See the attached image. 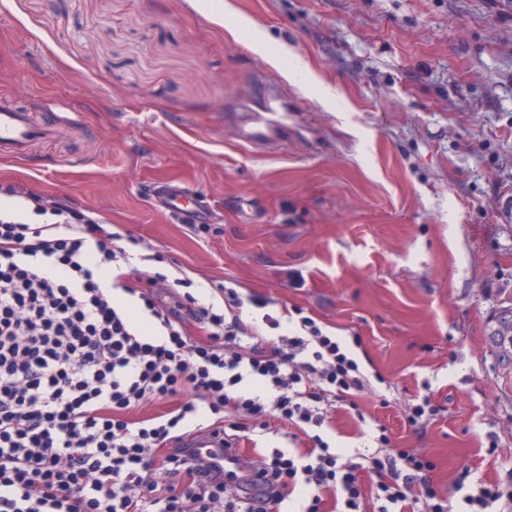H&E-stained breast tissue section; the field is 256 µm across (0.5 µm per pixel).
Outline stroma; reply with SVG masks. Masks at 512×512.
Returning a JSON list of instances; mask_svg holds the SVG:
<instances>
[{
  "mask_svg": "<svg viewBox=\"0 0 512 512\" xmlns=\"http://www.w3.org/2000/svg\"><path fill=\"white\" fill-rule=\"evenodd\" d=\"M211 2L0 0V96L84 121L0 157V186L119 225L134 268L163 256L202 301L233 279L358 338L374 386L333 412L336 445L363 448L378 421L441 485L469 462L512 487V346L495 334L512 311V0H231L224 26ZM298 58L312 79L288 80ZM262 88L295 132L257 151L224 115ZM169 184L194 195L178 218ZM426 388L443 412L408 427Z\"/></svg>",
  "mask_w": 512,
  "mask_h": 512,
  "instance_id": "obj_1",
  "label": "stroma"
}]
</instances>
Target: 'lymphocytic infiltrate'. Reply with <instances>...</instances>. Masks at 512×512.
Wrapping results in <instances>:
<instances>
[{"mask_svg": "<svg viewBox=\"0 0 512 512\" xmlns=\"http://www.w3.org/2000/svg\"><path fill=\"white\" fill-rule=\"evenodd\" d=\"M5 194L28 209L0 210V512H324L328 495L340 512H498L512 501L469 464L443 490L432 462L383 430L356 460L326 441L333 404L368 380L303 308L276 317L253 299L255 325L231 280L208 304L192 280L160 271L133 287L121 232L19 184ZM166 281L172 307L152 291ZM189 318L206 341L191 340ZM160 404L169 412L135 419ZM213 417L233 446L274 417L310 447L220 474L178 446ZM255 467L272 496L246 495Z\"/></svg>", "mask_w": 512, "mask_h": 512, "instance_id": "f902f5d3", "label": "lymphocytic infiltrate"}]
</instances>
